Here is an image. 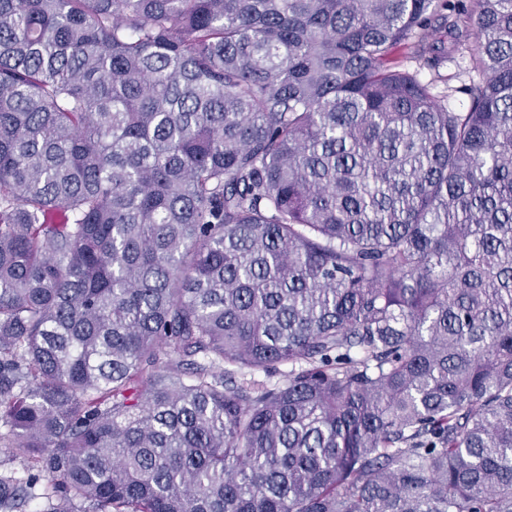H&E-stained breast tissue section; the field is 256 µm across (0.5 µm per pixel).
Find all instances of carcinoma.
<instances>
[{
	"label": "carcinoma",
	"mask_w": 512,
	"mask_h": 512,
	"mask_svg": "<svg viewBox=\"0 0 512 512\" xmlns=\"http://www.w3.org/2000/svg\"><path fill=\"white\" fill-rule=\"evenodd\" d=\"M471 30L464 112L390 66ZM0 447V512H512V0H0Z\"/></svg>",
	"instance_id": "cac0c4a2"
}]
</instances>
